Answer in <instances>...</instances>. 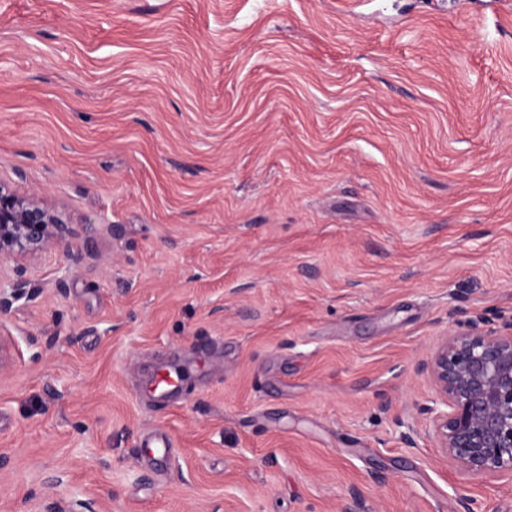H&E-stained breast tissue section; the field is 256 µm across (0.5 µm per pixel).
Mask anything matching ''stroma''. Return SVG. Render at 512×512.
Segmentation results:
<instances>
[{
    "instance_id": "obj_1",
    "label": "stroma",
    "mask_w": 512,
    "mask_h": 512,
    "mask_svg": "<svg viewBox=\"0 0 512 512\" xmlns=\"http://www.w3.org/2000/svg\"><path fill=\"white\" fill-rule=\"evenodd\" d=\"M0 178L66 227L0 262V512H512L417 371L512 320V0H0ZM181 383V370L177 367L160 366L150 383V392L159 400L170 399ZM141 458L151 461L164 460L172 452L173 443L166 432L157 430L145 434L140 442Z\"/></svg>"
}]
</instances>
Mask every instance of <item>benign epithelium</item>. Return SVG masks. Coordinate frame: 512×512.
Returning a JSON list of instances; mask_svg holds the SVG:
<instances>
[{
    "label": "benign epithelium",
    "instance_id": "1",
    "mask_svg": "<svg viewBox=\"0 0 512 512\" xmlns=\"http://www.w3.org/2000/svg\"><path fill=\"white\" fill-rule=\"evenodd\" d=\"M61 213L41 194L23 195L0 179V261L23 260L62 242ZM23 281L0 278V308L20 291ZM508 333L486 332L478 320L446 336L418 372L435 391L430 424L438 447L454 464L475 476L512 477V322ZM40 512H90L74 499L41 504ZM339 512H369L351 490Z\"/></svg>",
    "mask_w": 512,
    "mask_h": 512
}]
</instances>
